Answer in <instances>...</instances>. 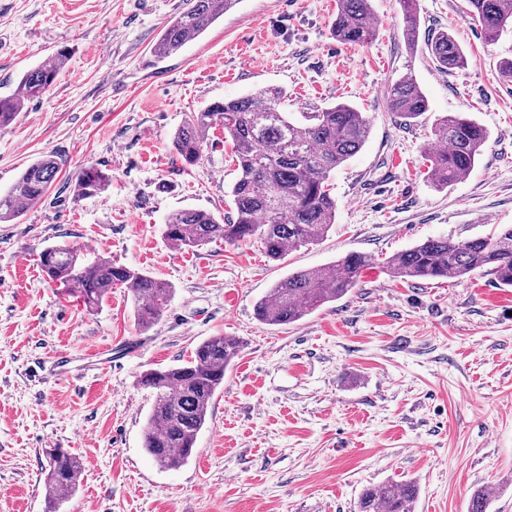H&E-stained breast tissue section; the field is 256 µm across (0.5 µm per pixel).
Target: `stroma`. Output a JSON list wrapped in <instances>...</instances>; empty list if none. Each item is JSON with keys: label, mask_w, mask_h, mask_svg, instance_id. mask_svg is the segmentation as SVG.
I'll return each mask as SVG.
<instances>
[{"label": "stroma", "mask_w": 512, "mask_h": 512, "mask_svg": "<svg viewBox=\"0 0 512 512\" xmlns=\"http://www.w3.org/2000/svg\"><path fill=\"white\" fill-rule=\"evenodd\" d=\"M187 0H0V96L66 50L50 90L0 130V191L46 154L62 166L44 199L0 224V512H49L45 451L82 463L59 512H354L364 488L414 482L413 512H512V287L474 273L403 282L388 258L430 237L484 236L512 225V32L487 41L465 0H418L408 44L398 0H371L375 37L331 34L336 0H239L182 52L153 55ZM446 31L464 68L442 71L426 42ZM413 77L429 110L407 123L389 112V83ZM268 87L290 117L346 103L369 137L329 181L336 222L315 245L270 260L259 244L218 240L178 248L165 217L192 208L232 215L237 177L222 130L185 166L172 137L187 113ZM463 112L489 139L470 176L445 189L422 157L436 118ZM96 165L112 185L77 198ZM49 246L81 248L169 284L163 316L141 328L116 288L86 309L47 279ZM359 252V288L287 326L255 305L288 273ZM243 347L224 374L194 455L164 470L143 448L153 401L141 373L189 359L211 336ZM111 351L112 364L95 354ZM75 372L57 375L55 357Z\"/></svg>", "instance_id": "35a3bbf8"}]
</instances>
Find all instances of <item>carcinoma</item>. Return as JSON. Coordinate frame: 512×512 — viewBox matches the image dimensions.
<instances>
[{"label": "carcinoma", "mask_w": 512, "mask_h": 512, "mask_svg": "<svg viewBox=\"0 0 512 512\" xmlns=\"http://www.w3.org/2000/svg\"><path fill=\"white\" fill-rule=\"evenodd\" d=\"M467 13L493 39L512 29V0H466ZM238 0H190L186 9L168 21L155 53L161 57L179 52L201 36ZM407 20V40L415 42L416 0H400ZM331 33L344 45L360 46L375 35L370 0H336ZM437 65L446 71L466 65V55L454 37L441 31L427 41ZM65 51L21 75L18 91L0 97V128L10 125L25 104L40 99L67 64ZM284 93L263 89L233 99L214 101L188 113L172 139L183 163H200L207 133L224 130L231 140L238 176L232 184L235 215L217 218L198 209H181L165 222L164 236L179 248L204 246L215 239L230 244L261 243L272 260H281L293 248L321 241L336 217V201L330 195V174L364 146L370 121L355 108L337 104L322 112L306 114L300 124L281 111ZM388 109L409 122L429 111L428 99L411 77L399 78L387 88ZM434 143L426 154L428 174L434 184L446 188L466 179L488 141L486 128L463 113L436 119ZM61 166L58 156L47 154L29 164L10 190L0 193V223L18 219L39 203L55 181ZM112 176L98 166L80 171L73 184L79 197L106 193ZM47 277L72 289L92 309L114 288L131 295L138 325L148 328L168 306L173 289L132 267L97 257L90 261L75 247H51L40 254ZM370 259L348 253L316 268L298 270L275 282L256 305L257 319L268 325H289L318 307L349 295L358 287ZM390 277L406 282L438 278H464L486 272L504 286H512V225L502 224L488 236L466 240L428 238L386 262ZM242 341L234 336H210L200 342L182 364L148 369L140 384L152 390L153 403L143 435V447L163 469H177L192 456L199 432L208 421L216 392L224 385V373L238 356ZM45 489L49 502L72 497L80 484L82 464L70 451H46ZM416 489L409 482H387L366 488L356 512H412Z\"/></svg>", "instance_id": "obj_1"}]
</instances>
